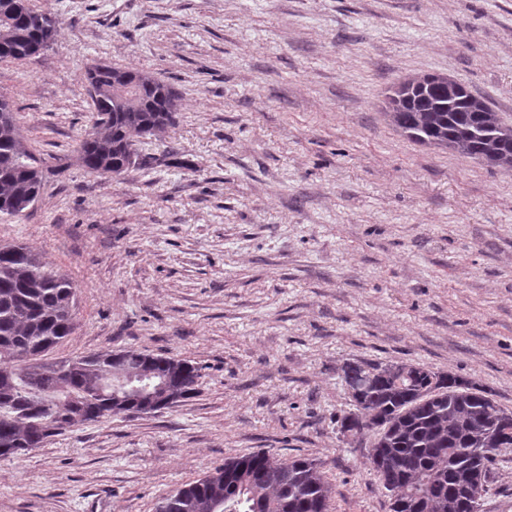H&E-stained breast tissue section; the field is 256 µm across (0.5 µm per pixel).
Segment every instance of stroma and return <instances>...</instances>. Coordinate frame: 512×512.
<instances>
[{
	"mask_svg": "<svg viewBox=\"0 0 512 512\" xmlns=\"http://www.w3.org/2000/svg\"><path fill=\"white\" fill-rule=\"evenodd\" d=\"M58 33L0 63L38 201L0 218L75 289L52 353L197 363L198 394L0 460V512H156L225 457L315 458L331 512H387L343 436L340 367L407 360L512 409V174L407 139L388 90L440 72L512 122V0H32ZM99 62L179 94L149 164L89 174L75 147ZM483 512H512V452Z\"/></svg>",
	"mask_w": 512,
	"mask_h": 512,
	"instance_id": "stroma-1",
	"label": "stroma"
}]
</instances>
